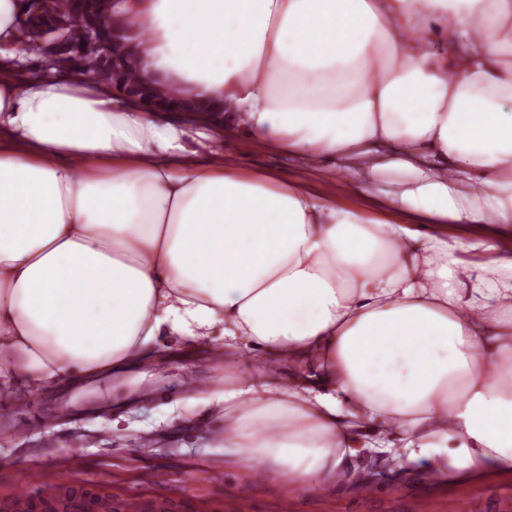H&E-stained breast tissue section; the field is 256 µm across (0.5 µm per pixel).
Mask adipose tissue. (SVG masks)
Here are the masks:
<instances>
[{"label":"adipose tissue","mask_w":512,"mask_h":512,"mask_svg":"<svg viewBox=\"0 0 512 512\" xmlns=\"http://www.w3.org/2000/svg\"><path fill=\"white\" fill-rule=\"evenodd\" d=\"M27 9L0 0V389L182 336L242 359L224 446L291 493L356 483L367 450L438 484L512 474V0H111L188 123L29 77ZM227 135L370 190L380 218L225 166Z\"/></svg>","instance_id":"1"}]
</instances>
